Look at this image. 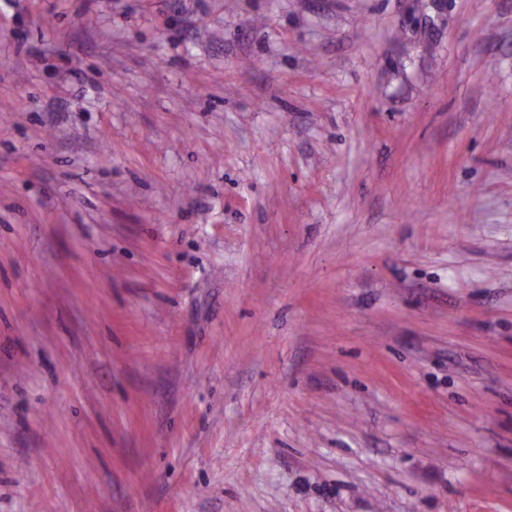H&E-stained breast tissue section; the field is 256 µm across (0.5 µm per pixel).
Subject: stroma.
Masks as SVG:
<instances>
[{"mask_svg": "<svg viewBox=\"0 0 512 512\" xmlns=\"http://www.w3.org/2000/svg\"><path fill=\"white\" fill-rule=\"evenodd\" d=\"M0 512H512V0H0Z\"/></svg>", "mask_w": 512, "mask_h": 512, "instance_id": "1", "label": "stroma"}]
</instances>
